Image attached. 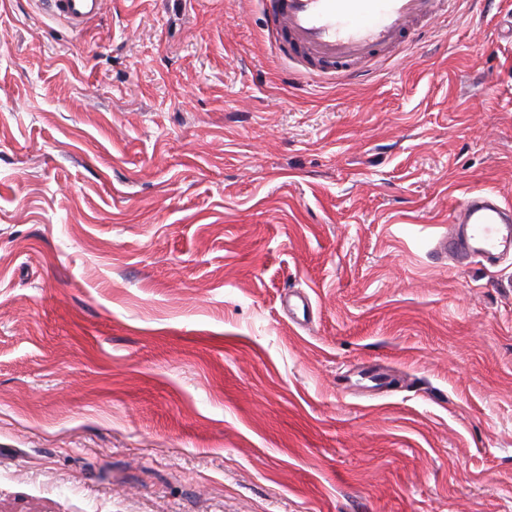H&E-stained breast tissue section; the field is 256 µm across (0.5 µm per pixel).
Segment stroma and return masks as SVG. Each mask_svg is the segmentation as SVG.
<instances>
[{"label": "stroma", "mask_w": 512, "mask_h": 512, "mask_svg": "<svg viewBox=\"0 0 512 512\" xmlns=\"http://www.w3.org/2000/svg\"><path fill=\"white\" fill-rule=\"evenodd\" d=\"M508 18L332 82L255 0H0V512H512V260L433 251L512 202ZM52 15L74 31L82 30L100 12V0H47Z\"/></svg>", "instance_id": "obj_1"}]
</instances>
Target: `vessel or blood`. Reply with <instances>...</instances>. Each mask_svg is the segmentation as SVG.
<instances>
[{
    "mask_svg": "<svg viewBox=\"0 0 512 512\" xmlns=\"http://www.w3.org/2000/svg\"><path fill=\"white\" fill-rule=\"evenodd\" d=\"M52 15L72 30L91 23L100 0H47ZM455 0H256L267 37L280 57L312 76L350 80L424 36ZM442 256L497 266L512 257V204L493 189L473 190L454 209L439 243Z\"/></svg>",
    "mask_w": 512,
    "mask_h": 512,
    "instance_id": "1",
    "label": "vessel or blood"
}]
</instances>
